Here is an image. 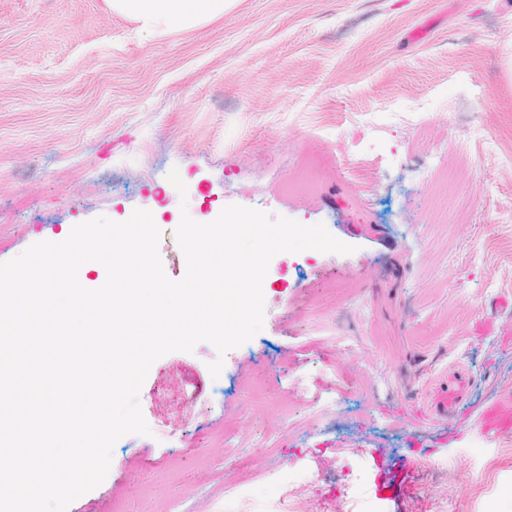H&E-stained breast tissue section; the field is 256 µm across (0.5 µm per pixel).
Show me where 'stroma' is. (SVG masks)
<instances>
[{"label":"stroma","mask_w":512,"mask_h":512,"mask_svg":"<svg viewBox=\"0 0 512 512\" xmlns=\"http://www.w3.org/2000/svg\"><path fill=\"white\" fill-rule=\"evenodd\" d=\"M308 156L321 189L281 197ZM233 204L354 251L275 255L250 341L156 360L150 435L68 512H512V440L475 425L512 350L467 338L512 317V0H229L155 32L0 0V263L142 209L178 280L182 214ZM449 368L471 383L447 430L415 410Z\"/></svg>","instance_id":"35a3bbf8"}]
</instances>
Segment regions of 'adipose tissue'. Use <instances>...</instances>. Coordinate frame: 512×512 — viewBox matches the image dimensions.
Wrapping results in <instances>:
<instances>
[{"mask_svg":"<svg viewBox=\"0 0 512 512\" xmlns=\"http://www.w3.org/2000/svg\"><path fill=\"white\" fill-rule=\"evenodd\" d=\"M116 11L148 31L185 28L223 14L224 0H112Z\"/></svg>","mask_w":512,"mask_h":512,"instance_id":"ef3b65f1","label":"adipose tissue"}]
</instances>
